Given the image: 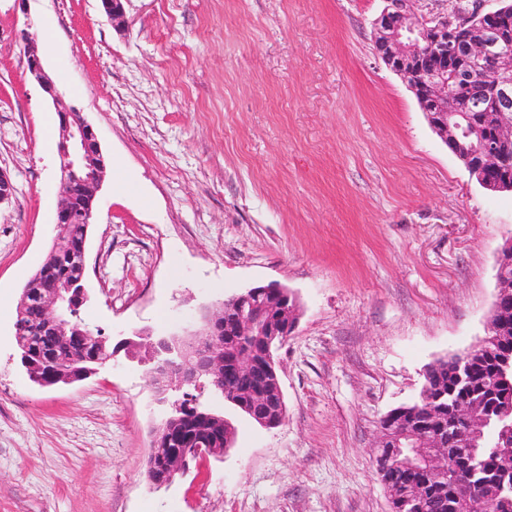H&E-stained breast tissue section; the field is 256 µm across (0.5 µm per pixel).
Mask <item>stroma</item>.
<instances>
[{
  "instance_id": "obj_1",
  "label": "stroma",
  "mask_w": 512,
  "mask_h": 512,
  "mask_svg": "<svg viewBox=\"0 0 512 512\" xmlns=\"http://www.w3.org/2000/svg\"><path fill=\"white\" fill-rule=\"evenodd\" d=\"M0 0V299L18 303L56 234L58 117L17 42L95 129L84 322L111 364L35 386L0 317V512H390L380 419L430 364L484 337L512 193L473 179L375 53L382 0ZM277 282L298 324L278 352L287 405L172 483L147 479L150 344Z\"/></svg>"
}]
</instances>
